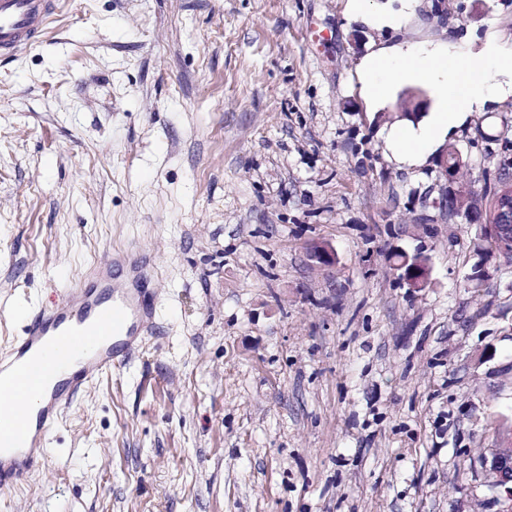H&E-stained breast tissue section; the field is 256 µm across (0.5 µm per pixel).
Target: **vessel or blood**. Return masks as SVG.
I'll use <instances>...</instances> for the list:
<instances>
[{"mask_svg":"<svg viewBox=\"0 0 512 512\" xmlns=\"http://www.w3.org/2000/svg\"><path fill=\"white\" fill-rule=\"evenodd\" d=\"M57 7L58 0H0V58L38 40ZM148 267L135 252L114 254L39 311L0 357V398L26 392L37 403L36 414L0 416V492L45 463L50 433L74 395L141 346L155 322Z\"/></svg>","mask_w":512,"mask_h":512,"instance_id":"1","label":"vessel or blood"}]
</instances>
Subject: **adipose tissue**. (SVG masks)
<instances>
[{
	"mask_svg": "<svg viewBox=\"0 0 512 512\" xmlns=\"http://www.w3.org/2000/svg\"><path fill=\"white\" fill-rule=\"evenodd\" d=\"M359 77L364 96L378 105L385 104L403 84L431 92L435 105L429 115L385 134L396 159L417 165L472 112L493 98L512 95V53L491 46L477 55H452L442 45L399 53L379 48L362 59Z\"/></svg>",
	"mask_w": 512,
	"mask_h": 512,
	"instance_id": "adipose-tissue-1",
	"label": "adipose tissue"
}]
</instances>
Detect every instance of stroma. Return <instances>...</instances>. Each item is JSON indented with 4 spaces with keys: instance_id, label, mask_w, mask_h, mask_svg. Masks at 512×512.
<instances>
[{
    "instance_id": "stroma-1",
    "label": "stroma",
    "mask_w": 512,
    "mask_h": 512,
    "mask_svg": "<svg viewBox=\"0 0 512 512\" xmlns=\"http://www.w3.org/2000/svg\"><path fill=\"white\" fill-rule=\"evenodd\" d=\"M60 0L0 61V355L133 249L156 323L62 412L0 512H500L479 460L512 424V272L465 287L476 228L398 164L380 45L512 49V0ZM447 144L460 190L512 161V98ZM335 253L312 264L314 244ZM423 252L427 287L392 256Z\"/></svg>"
}]
</instances>
